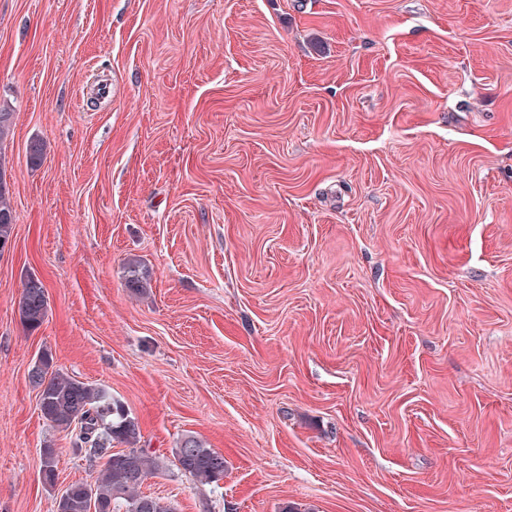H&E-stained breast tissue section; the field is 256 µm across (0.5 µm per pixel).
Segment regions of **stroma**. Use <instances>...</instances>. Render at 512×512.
Wrapping results in <instances>:
<instances>
[{
	"label": "stroma",
	"mask_w": 512,
	"mask_h": 512,
	"mask_svg": "<svg viewBox=\"0 0 512 512\" xmlns=\"http://www.w3.org/2000/svg\"><path fill=\"white\" fill-rule=\"evenodd\" d=\"M0 108V512L96 475L45 349L176 512H512V0H0ZM15 214L9 200V189L0 187V247L11 241ZM48 310V296L44 284L30 276L18 299V311L22 324L29 330L39 328ZM173 465L202 485L217 483L224 477L225 461L222 453L207 448L192 436L186 437L172 451Z\"/></svg>",
	"instance_id": "35a3bbf8"
}]
</instances>
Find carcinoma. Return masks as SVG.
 Returning a JSON list of instances; mask_svg holds the SVG:
<instances>
[{
  "instance_id": "carcinoma-1",
  "label": "carcinoma",
  "mask_w": 512,
  "mask_h": 512,
  "mask_svg": "<svg viewBox=\"0 0 512 512\" xmlns=\"http://www.w3.org/2000/svg\"><path fill=\"white\" fill-rule=\"evenodd\" d=\"M12 117V113L0 108V177L5 173L3 143L10 133ZM15 220L9 189L0 187V247L11 241ZM126 270L127 287L137 291L147 288L148 271L138 261H130ZM47 310L44 284L29 277L18 299L22 324L29 330L39 328ZM29 379L40 389L42 417L53 428L70 434L74 455L92 466L100 465L94 480L69 485L59 508L50 512H173L162 499L143 494L142 483L132 478L136 473L146 479L168 464L141 447L139 421L124 403L101 386L54 369L49 350L42 351L41 364L29 372ZM117 445L122 449L114 450ZM172 457L176 469L199 484L209 485L224 478V455L192 436L173 449ZM57 470L56 450L47 445L40 452L43 483L54 484Z\"/></svg>"
}]
</instances>
